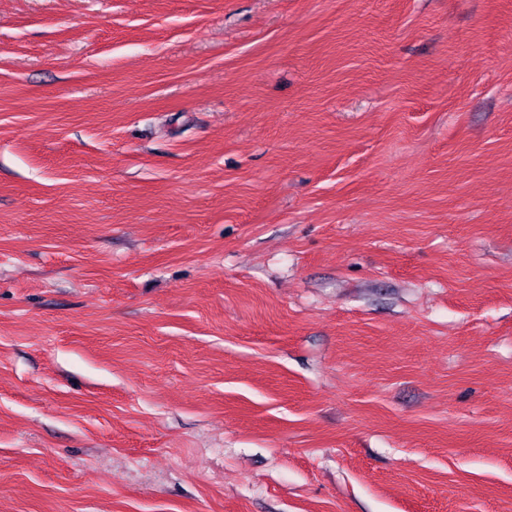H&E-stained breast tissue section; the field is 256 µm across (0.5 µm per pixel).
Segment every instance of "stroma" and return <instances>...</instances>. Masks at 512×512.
Listing matches in <instances>:
<instances>
[{"mask_svg": "<svg viewBox=\"0 0 512 512\" xmlns=\"http://www.w3.org/2000/svg\"><path fill=\"white\" fill-rule=\"evenodd\" d=\"M0 512H512V0H0Z\"/></svg>", "mask_w": 512, "mask_h": 512, "instance_id": "stroma-1", "label": "stroma"}]
</instances>
